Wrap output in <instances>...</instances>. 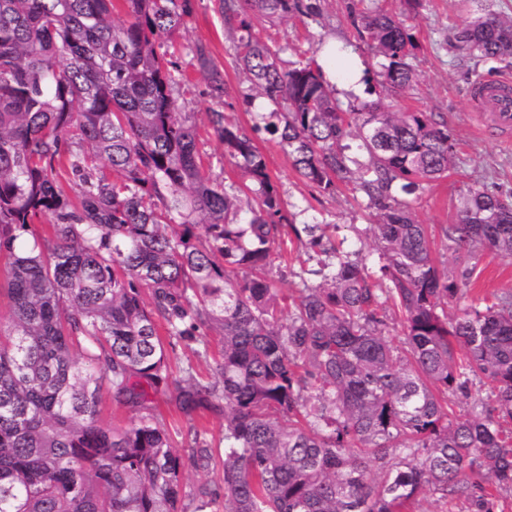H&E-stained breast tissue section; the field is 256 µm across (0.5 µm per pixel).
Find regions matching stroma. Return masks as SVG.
I'll return each mask as SVG.
<instances>
[{
  "label": "stroma",
  "mask_w": 512,
  "mask_h": 512,
  "mask_svg": "<svg viewBox=\"0 0 512 512\" xmlns=\"http://www.w3.org/2000/svg\"><path fill=\"white\" fill-rule=\"evenodd\" d=\"M193 3L192 13L168 47L169 60L177 62L186 75L177 97L183 111L195 115L200 147L213 175L227 183L237 182L241 173L225 158L224 146L210 128L208 115L222 112L227 122L248 130L254 124L258 106L244 97L247 83L234 56L236 34L226 24L218 0H193ZM347 3L348 0H324L323 17L318 22L302 16L273 22L257 15L253 18L254 29L272 46L286 42L315 52L327 41L352 43L356 31ZM487 11L512 15V0H469L464 6L458 0H426L419 13L408 21L421 46L413 94L397 98L379 88L374 93L359 95L363 101L375 96L387 104L433 113L435 120L448 129L455 146L454 165L447 178L426 184L413 195L412 204L418 221L428 227L434 238L436 265L461 290L448 306L452 313L485 296L512 292V259H500L481 249L469 257H457L440 233L441 226L456 219L460 190L484 185L512 193V141L500 137L490 127L474 94L480 80L512 76V64L475 62L456 39L460 27ZM198 45L204 46L210 57L223 67L225 96H212L202 72L195 66L192 50ZM254 143L264 154L272 180L287 203L303 210L304 221L333 224L332 236L340 241L341 252L360 253L367 265H374L378 258L374 237L366 232L375 221L373 212L354 203L346 187L328 195L302 181L291 166L287 149L279 144L260 135L255 136ZM288 248L287 261L274 263L270 276L277 288L289 294L298 288L297 274L309 262L305 242L289 237ZM202 339L207 348L199 353L182 341L169 337L164 340L169 381L166 392L158 397V406L179 449L186 444L189 423L172 409L169 400L186 369L210 374L218 338L214 332L207 331Z\"/></svg>",
  "instance_id": "stroma-1"
}]
</instances>
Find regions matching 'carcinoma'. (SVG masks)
<instances>
[{
    "mask_svg": "<svg viewBox=\"0 0 512 512\" xmlns=\"http://www.w3.org/2000/svg\"><path fill=\"white\" fill-rule=\"evenodd\" d=\"M124 2L120 21L112 0H0V512H185L187 498L192 512H417L427 493L498 512L512 489V294L448 313L459 288L406 199L448 176V129L430 112L345 103L309 51L253 32V14L316 18L320 0H221L245 98L273 105L252 131L288 147L321 193L343 185L375 211L371 269L328 225L297 227L222 112L209 123L244 181L213 176L176 97L184 74L160 51L192 0ZM359 3L378 83L412 90L406 18L423 0ZM456 39L478 62L511 57L512 16H477ZM192 53L225 95L224 71ZM290 230L317 253L295 295L269 277ZM441 232L457 251L511 259L512 197L469 186ZM162 325L188 344L221 337L214 376L186 372L174 397L190 422L224 416L221 494L186 491L185 467L214 460L204 433L189 426L185 457L153 413L169 377ZM476 378L492 399L461 419L451 399ZM106 393L130 425L102 420Z\"/></svg>",
    "mask_w": 512,
    "mask_h": 512,
    "instance_id": "cac0c4a2",
    "label": "carcinoma"
}]
</instances>
